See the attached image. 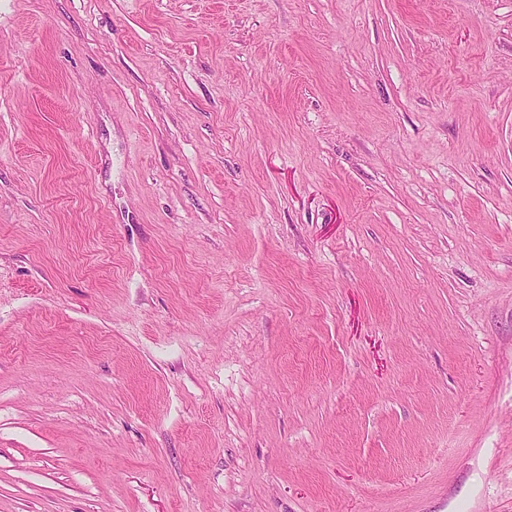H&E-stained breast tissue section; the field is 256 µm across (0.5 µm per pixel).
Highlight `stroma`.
Returning <instances> with one entry per match:
<instances>
[{
    "label": "stroma",
    "instance_id": "1",
    "mask_svg": "<svg viewBox=\"0 0 512 512\" xmlns=\"http://www.w3.org/2000/svg\"><path fill=\"white\" fill-rule=\"evenodd\" d=\"M0 512H512V0H0Z\"/></svg>",
    "mask_w": 512,
    "mask_h": 512
}]
</instances>
